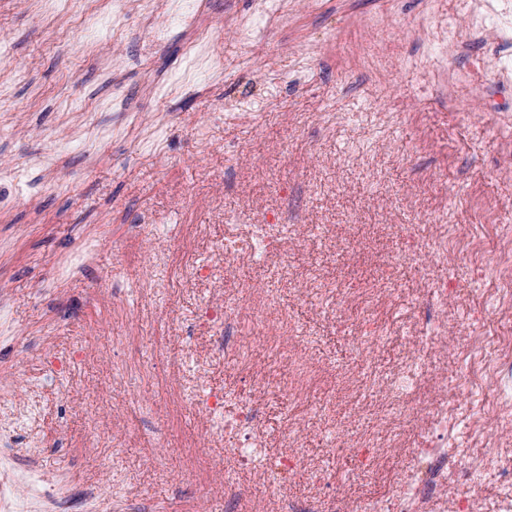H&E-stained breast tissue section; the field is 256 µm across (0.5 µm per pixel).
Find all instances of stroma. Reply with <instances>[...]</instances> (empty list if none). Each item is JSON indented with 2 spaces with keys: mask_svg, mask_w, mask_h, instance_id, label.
I'll list each match as a JSON object with an SVG mask.
<instances>
[{
  "mask_svg": "<svg viewBox=\"0 0 512 512\" xmlns=\"http://www.w3.org/2000/svg\"><path fill=\"white\" fill-rule=\"evenodd\" d=\"M252 2L211 0L200 23L213 39L190 61L167 0L117 32L105 22L116 0L61 11L0 0V94L14 103L0 116V381L14 384L0 420L15 430L0 454L40 447V477L96 486L93 512H119L118 494L161 512H270L265 499L225 501L213 467L235 437L207 436L187 400L202 388L230 409L249 390L269 453L299 434L310 452L286 492L319 512L394 493L440 402L451 446L475 447L462 345L473 325L512 321V310L487 273L428 247L452 224L485 225L491 240L512 232V112L484 106L502 89L497 70H512V0L482 29L508 42L482 59L456 42L471 0H290L283 22L247 44L233 22ZM259 224L284 239L281 253L258 252ZM87 243L88 263L58 273ZM265 288L281 303L268 317L292 318L288 355L309 396L335 398L326 414L266 390L262 365L234 367L198 321L205 304L248 308ZM148 332L166 337L164 357ZM366 332L378 339L363 349ZM127 349L169 392L115 374ZM408 365L417 383L389 392ZM92 429L123 448L115 471L85 451ZM159 432L178 461L201 464L204 501L174 470L148 466ZM362 445L366 466L353 455ZM328 453L334 483L312 487L306 472ZM464 500L505 512L512 483L451 481L432 512Z\"/></svg>",
  "mask_w": 512,
  "mask_h": 512,
  "instance_id": "stroma-1",
  "label": "stroma"
}]
</instances>
